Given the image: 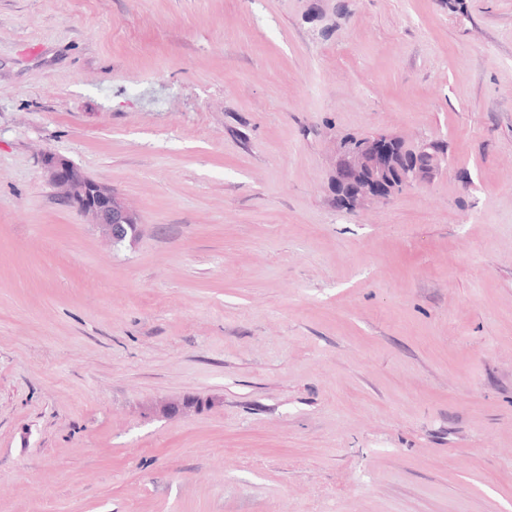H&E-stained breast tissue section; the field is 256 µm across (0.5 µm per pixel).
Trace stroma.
<instances>
[{"label":"stroma","instance_id":"35a3bbf8","mask_svg":"<svg viewBox=\"0 0 512 512\" xmlns=\"http://www.w3.org/2000/svg\"><path fill=\"white\" fill-rule=\"evenodd\" d=\"M0 512H512V0H0ZM358 142L346 151L336 140L332 186L339 210L387 204L399 190L424 188L442 171L432 141L416 146L415 160L409 163L400 159V148L407 146L400 136L380 131L358 137ZM44 162L60 198L91 223L98 224L114 243L137 235L138 217L111 186L92 179L66 158L49 156Z\"/></svg>","mask_w":512,"mask_h":512}]
</instances>
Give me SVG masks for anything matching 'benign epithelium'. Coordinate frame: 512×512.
<instances>
[{"mask_svg":"<svg viewBox=\"0 0 512 512\" xmlns=\"http://www.w3.org/2000/svg\"><path fill=\"white\" fill-rule=\"evenodd\" d=\"M406 141L389 132L358 138L346 151L336 146L332 186L336 208L356 211L369 204H386L400 190L421 189L441 173L434 142L416 146L415 160L404 163L400 148ZM45 167L60 198L108 233L116 244L137 235L139 220L114 189L86 175L70 160L45 158Z\"/></svg>","mask_w":512,"mask_h":512,"instance_id":"7a95c632","label":"benign epithelium"}]
</instances>
